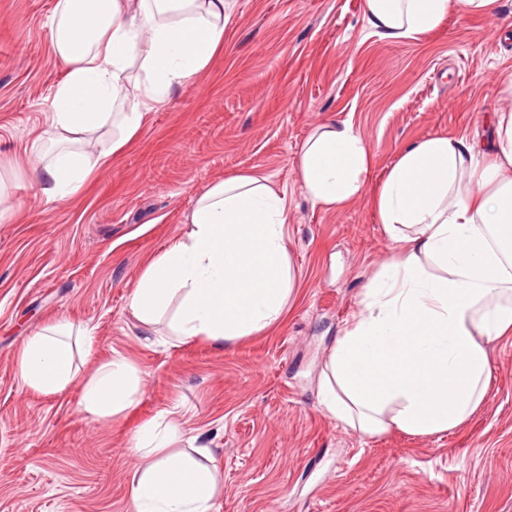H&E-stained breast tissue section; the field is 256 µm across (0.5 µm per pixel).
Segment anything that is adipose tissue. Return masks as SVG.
Returning <instances> with one entry per match:
<instances>
[{"label":"adipose tissue","mask_w":512,"mask_h":512,"mask_svg":"<svg viewBox=\"0 0 512 512\" xmlns=\"http://www.w3.org/2000/svg\"><path fill=\"white\" fill-rule=\"evenodd\" d=\"M229 0H57L48 24L66 68L46 126L30 143L42 159L33 178L46 201L76 196L138 139L174 90L224 49ZM497 0H364L384 40L414 39L450 15L492 13ZM482 148L469 132L417 140L399 154L374 198L377 220L399 246L364 290L360 310L324 363L322 411L352 430L439 435L481 407L488 344L512 335V112L491 116ZM367 146L347 121L319 125L297 161L313 204L345 206L365 188ZM284 199L264 179L231 175L200 194L189 229L145 268L130 302L147 331L168 318L172 338L216 347L279 324L295 288ZM70 324L43 328L24 346L26 387L81 389L99 420L139 400L137 369L117 354L89 376L74 365ZM163 412L134 433L142 459L132 512H214L218 482L210 449L180 447Z\"/></svg>","instance_id":"adipose-tissue-1"}]
</instances>
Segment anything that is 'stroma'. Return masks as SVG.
<instances>
[{"label": "stroma", "instance_id": "35a3bbf8", "mask_svg": "<svg viewBox=\"0 0 512 512\" xmlns=\"http://www.w3.org/2000/svg\"><path fill=\"white\" fill-rule=\"evenodd\" d=\"M56 0H0V512H129L136 428L176 410L210 448L223 487L215 512H512V337L488 346L483 406L434 436L363 435L319 405L323 364L363 290L397 248L374 210L386 169L409 143L512 110V0L488 16L442 21L387 43L364 0H230L224 50L154 113L138 142L70 200L30 181L29 140L64 75L50 51ZM351 122L372 157L363 195L314 206L297 176L319 123ZM266 178L288 208L296 274L284 321L224 348L145 346L129 308L147 264L188 229L219 178ZM92 330L75 363L87 375L120 353L142 394L117 422L95 420L72 387L20 383L39 328Z\"/></svg>", "mask_w": 512, "mask_h": 512}]
</instances>
